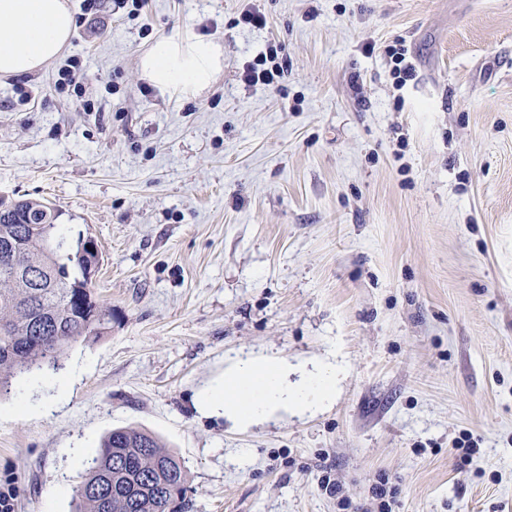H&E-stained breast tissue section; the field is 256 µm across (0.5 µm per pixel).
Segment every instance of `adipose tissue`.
<instances>
[{
  "label": "adipose tissue",
  "instance_id": "ef3b65f1",
  "mask_svg": "<svg viewBox=\"0 0 512 512\" xmlns=\"http://www.w3.org/2000/svg\"><path fill=\"white\" fill-rule=\"evenodd\" d=\"M75 30L68 0H0V78L36 72L56 59ZM143 79L172 98L209 89L224 68V46L176 30L138 57ZM341 372L335 358L314 364L238 357L223 378L201 388L195 408L247 429L283 415H313L336 393Z\"/></svg>",
  "mask_w": 512,
  "mask_h": 512
}]
</instances>
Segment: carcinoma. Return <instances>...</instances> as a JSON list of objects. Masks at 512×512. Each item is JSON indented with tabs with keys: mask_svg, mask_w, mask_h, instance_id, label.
Listing matches in <instances>:
<instances>
[{
	"mask_svg": "<svg viewBox=\"0 0 512 512\" xmlns=\"http://www.w3.org/2000/svg\"><path fill=\"white\" fill-rule=\"evenodd\" d=\"M58 213L23 200L0 210V392L44 365L58 368L64 351L104 333L112 314L92 285L95 269L83 237L61 253ZM75 512H187V471L154 434L128 426L102 440L74 489Z\"/></svg>",
	"mask_w": 512,
	"mask_h": 512,
	"instance_id": "carcinoma-1",
	"label": "carcinoma"
}]
</instances>
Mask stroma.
<instances>
[{
	"label": "stroma",
	"instance_id": "35a3bbf8",
	"mask_svg": "<svg viewBox=\"0 0 512 512\" xmlns=\"http://www.w3.org/2000/svg\"><path fill=\"white\" fill-rule=\"evenodd\" d=\"M70 4L62 56L0 78V204L50 203L67 242H97L112 321L0 396L15 512H73L129 425L181 458L191 512H512V0ZM251 6L265 28L239 24ZM176 29L224 45L179 101L137 67ZM270 44L280 89L245 84ZM71 57L94 111L54 88ZM242 355L344 372L314 415L199 416L195 392ZM388 55L393 63V75L395 77L396 86L403 87L407 81L413 80L415 76V68L409 60L408 49L402 42L397 41L395 45L389 46Z\"/></svg>",
	"mask_w": 512,
	"mask_h": 512
}]
</instances>
